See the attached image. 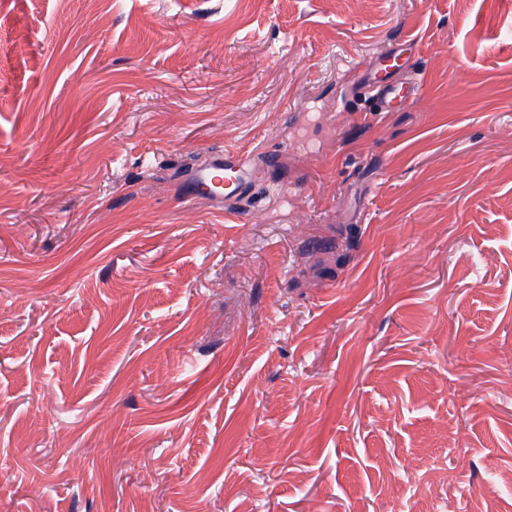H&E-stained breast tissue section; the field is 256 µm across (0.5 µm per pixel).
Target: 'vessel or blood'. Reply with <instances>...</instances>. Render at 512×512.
<instances>
[{
  "mask_svg": "<svg viewBox=\"0 0 512 512\" xmlns=\"http://www.w3.org/2000/svg\"><path fill=\"white\" fill-rule=\"evenodd\" d=\"M402 66L399 55L389 54L382 58L379 72L369 74L366 87L378 107L391 106L402 95H418L420 86L417 81L397 86L381 79V72L398 70ZM254 170L255 163L247 152L214 154L190 171L183 182V192L191 200L201 198L232 205L248 196Z\"/></svg>",
  "mask_w": 512,
  "mask_h": 512,
  "instance_id": "1",
  "label": "vessel or blood"
}]
</instances>
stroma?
I'll return each mask as SVG.
<instances>
[{"instance_id":"obj_1","label":"stroma","mask_w":512,"mask_h":512,"mask_svg":"<svg viewBox=\"0 0 512 512\" xmlns=\"http://www.w3.org/2000/svg\"><path fill=\"white\" fill-rule=\"evenodd\" d=\"M246 148L238 216L184 198ZM509 471L512 7L0 0V512H512ZM405 66L399 55L388 54L384 56L380 62V68L370 73L367 77L365 87L368 89L371 96L377 101L378 111L382 112L383 108L390 107L392 103L401 95L402 92L405 96L412 97L419 94V83L412 79L406 84L400 86L385 83L379 76L382 71L399 70Z\"/></svg>"}]
</instances>
